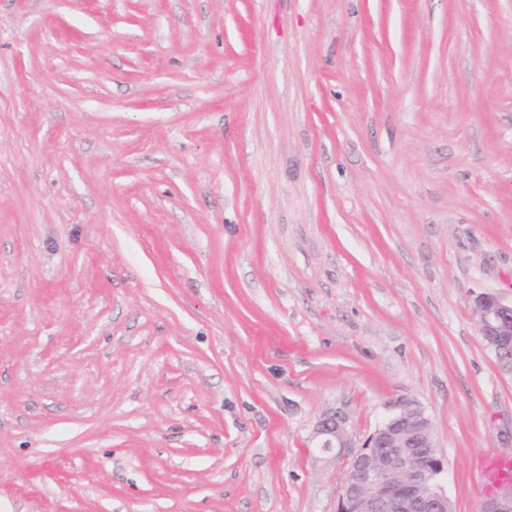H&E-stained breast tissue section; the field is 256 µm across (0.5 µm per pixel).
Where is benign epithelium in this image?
<instances>
[{"instance_id":"benign-epithelium-1","label":"benign epithelium","mask_w":512,"mask_h":512,"mask_svg":"<svg viewBox=\"0 0 512 512\" xmlns=\"http://www.w3.org/2000/svg\"><path fill=\"white\" fill-rule=\"evenodd\" d=\"M471 308L479 336L512 372V359L500 352L512 345V300L484 292L473 297ZM386 410L360 444L342 409L330 408L316 422L319 448L347 461L340 512H454L440 483L445 460L436 465L430 459L437 444L425 408L412 396L398 395ZM479 512H512V486L483 500Z\"/></svg>"}]
</instances>
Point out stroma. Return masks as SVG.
<instances>
[{
	"instance_id": "1",
	"label": "stroma",
	"mask_w": 512,
	"mask_h": 512,
	"mask_svg": "<svg viewBox=\"0 0 512 512\" xmlns=\"http://www.w3.org/2000/svg\"><path fill=\"white\" fill-rule=\"evenodd\" d=\"M512 0H0V512H339L415 396L512 452ZM471 308L479 336L495 351L500 366L512 372V359L502 358L499 349L512 346V300L484 292L473 297Z\"/></svg>"
}]
</instances>
